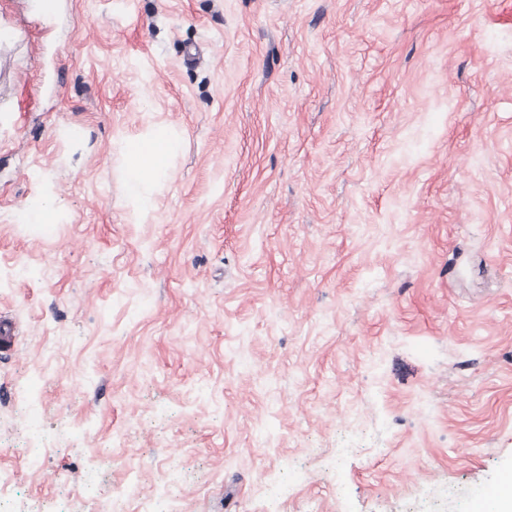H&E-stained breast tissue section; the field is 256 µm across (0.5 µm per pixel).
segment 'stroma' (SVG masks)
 I'll list each match as a JSON object with an SVG mask.
<instances>
[{"instance_id":"stroma-1","label":"stroma","mask_w":512,"mask_h":512,"mask_svg":"<svg viewBox=\"0 0 512 512\" xmlns=\"http://www.w3.org/2000/svg\"><path fill=\"white\" fill-rule=\"evenodd\" d=\"M57 3L0 0V512L167 485L180 512H495L499 0ZM159 128L182 149L137 220L121 149Z\"/></svg>"}]
</instances>
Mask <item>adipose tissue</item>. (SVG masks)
Here are the masks:
<instances>
[{
  "instance_id": "ef3b65f1",
  "label": "adipose tissue",
  "mask_w": 512,
  "mask_h": 512,
  "mask_svg": "<svg viewBox=\"0 0 512 512\" xmlns=\"http://www.w3.org/2000/svg\"><path fill=\"white\" fill-rule=\"evenodd\" d=\"M180 143L164 131L127 142L123 147L126 161V189L139 211H148L151 199L147 186L163 175Z\"/></svg>"
}]
</instances>
